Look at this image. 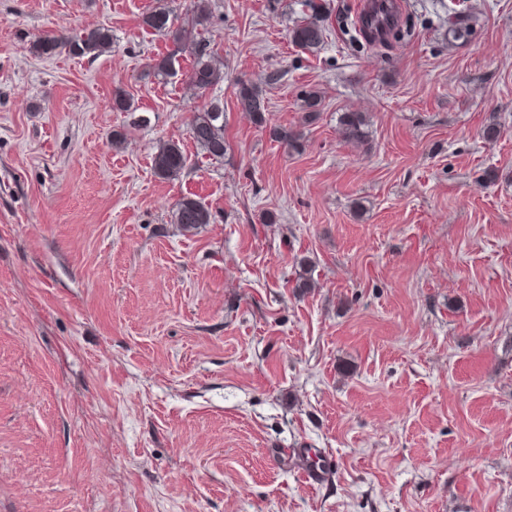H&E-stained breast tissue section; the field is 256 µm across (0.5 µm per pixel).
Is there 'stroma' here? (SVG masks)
<instances>
[{
	"mask_svg": "<svg viewBox=\"0 0 512 512\" xmlns=\"http://www.w3.org/2000/svg\"><path fill=\"white\" fill-rule=\"evenodd\" d=\"M324 2L308 51L305 0H209L200 95L143 22L190 0H0V512H512V0H404L389 48ZM97 25L98 58L29 51ZM186 196L211 223H174ZM310 15L290 30L291 41L306 50L317 49L324 40V7L317 0H307ZM236 99L242 111L248 112L258 127H267L266 108L258 89L248 83L239 84ZM188 132L210 157L223 158L226 154L228 145L224 139V112L218 102H206L197 112H193ZM343 138L356 147L363 146L368 140V120L362 112H344L339 121ZM186 163L182 148L175 141L160 144L153 157L154 173L162 179L178 176Z\"/></svg>",
	"mask_w": 512,
	"mask_h": 512,
	"instance_id": "obj_1",
	"label": "stroma"
}]
</instances>
